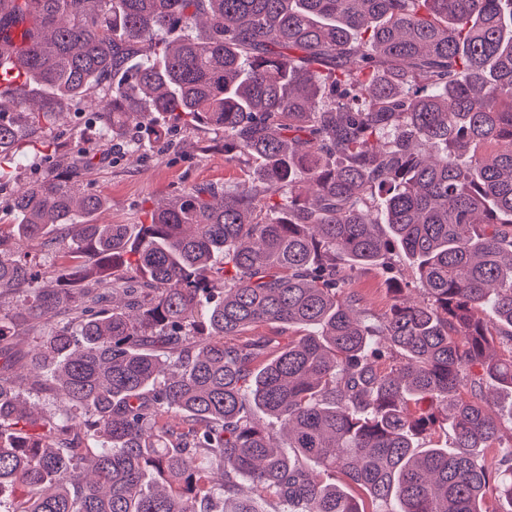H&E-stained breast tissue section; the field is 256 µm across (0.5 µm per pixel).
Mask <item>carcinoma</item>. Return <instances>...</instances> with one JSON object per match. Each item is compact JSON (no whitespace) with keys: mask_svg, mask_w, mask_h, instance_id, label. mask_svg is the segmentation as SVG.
Instances as JSON below:
<instances>
[{"mask_svg":"<svg viewBox=\"0 0 512 512\" xmlns=\"http://www.w3.org/2000/svg\"><path fill=\"white\" fill-rule=\"evenodd\" d=\"M63 113L78 145L14 185ZM171 126L251 172L134 242L95 222L98 147ZM0 205L68 240L46 286L0 237V487L27 491L0 512H366L350 485L372 512H512L465 377L512 393V0H0ZM401 255L421 296L393 279L377 318L350 285ZM441 419L452 447H419Z\"/></svg>","mask_w":512,"mask_h":512,"instance_id":"1","label":"carcinoma"}]
</instances>
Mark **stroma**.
<instances>
[{
  "instance_id": "35a3bbf8",
  "label": "stroma",
  "mask_w": 512,
  "mask_h": 512,
  "mask_svg": "<svg viewBox=\"0 0 512 512\" xmlns=\"http://www.w3.org/2000/svg\"><path fill=\"white\" fill-rule=\"evenodd\" d=\"M101 158L80 185L105 200L97 216L104 224L140 223L144 211L185 187H232L249 171L248 166L225 162L220 148L203 149L197 135L181 129L174 130L167 146L152 142L137 156L120 159L106 146Z\"/></svg>"
}]
</instances>
